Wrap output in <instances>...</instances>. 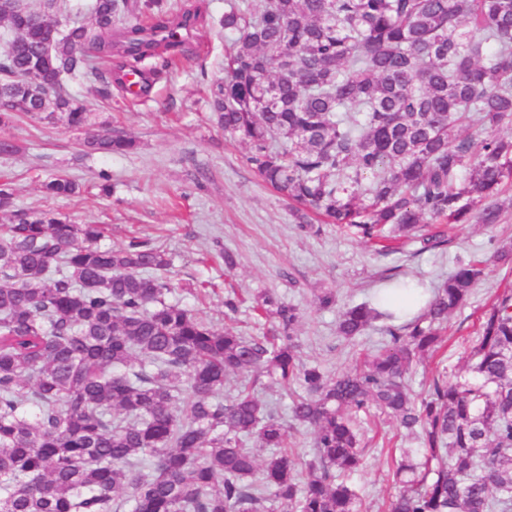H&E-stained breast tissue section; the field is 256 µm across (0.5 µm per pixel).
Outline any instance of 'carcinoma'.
I'll use <instances>...</instances> for the list:
<instances>
[{
    "instance_id": "1",
    "label": "carcinoma",
    "mask_w": 512,
    "mask_h": 512,
    "mask_svg": "<svg viewBox=\"0 0 512 512\" xmlns=\"http://www.w3.org/2000/svg\"><path fill=\"white\" fill-rule=\"evenodd\" d=\"M147 13L152 29L192 16L164 0H94L92 25L67 27L56 0L30 22L26 0H0L12 32L0 51V130L20 115L89 124L64 77L112 99V25ZM226 77L211 88L224 132L283 198L300 227L334 224L365 243L389 236L435 249L429 224L491 226L512 188V0H261L224 13ZM130 71L190 60L186 42L121 29ZM52 42L49 54L43 46ZM471 133L460 136L458 131ZM112 155L135 141L106 132L86 142ZM51 198L79 183L54 176ZM0 183V512H367L351 482L366 453L364 416L392 417L419 447L401 449L389 512H512V289L484 311L464 367L416 398L414 366L443 342L483 273L459 264L418 298L398 283L345 309L351 340L374 321L389 342L352 369L326 375L294 339L298 309L253 298L272 336H245L170 299L169 255L147 239L101 244V224L13 209ZM235 374L245 382L220 398ZM268 377L313 428L301 478L288 425L254 392Z\"/></svg>"
}]
</instances>
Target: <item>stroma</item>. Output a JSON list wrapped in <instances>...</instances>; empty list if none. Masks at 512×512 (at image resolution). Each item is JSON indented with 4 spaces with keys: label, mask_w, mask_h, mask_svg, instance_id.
I'll return each mask as SVG.
<instances>
[{
    "label": "stroma",
    "mask_w": 512,
    "mask_h": 512,
    "mask_svg": "<svg viewBox=\"0 0 512 512\" xmlns=\"http://www.w3.org/2000/svg\"><path fill=\"white\" fill-rule=\"evenodd\" d=\"M245 1L260 4L180 0L183 7L202 8L190 37L193 60L169 68L148 94L130 96L116 83L111 100L88 98L91 116L84 128L59 120L19 121L8 132L19 150L0 155V180L11 181L15 208L51 209L75 224L105 225L106 246H123L135 234L149 239L171 256L176 282H227L246 296L267 293L297 306L295 336L301 355L330 375L353 366L363 353L388 340L380 322L353 340L339 338L341 308L368 300L395 281L430 294L459 261H486L469 304L448 321L445 356L425 359L409 379L412 391L423 393L438 372L463 363L483 311L496 292L512 287V269L489 261L501 241L512 242V207H505L500 223L489 228L457 225L451 241L431 251L398 239L368 246L332 224L321 225L316 233L301 232L291 205L247 164V147L225 136L211 114L209 88L225 76L228 34L220 21L231 6ZM104 129L135 138L138 149L123 155H80V143ZM102 170L112 176L114 193L108 198L95 186ZM56 172L77 179L81 193L47 197L42 182ZM221 249L232 256L233 266L217 259ZM330 288L336 291L335 307L319 308L316 295ZM175 296L219 327L231 324L254 334L270 327L256 320L248 306L229 311L220 292L202 302L182 290ZM368 438L364 465L352 482L371 512H384L398 488L380 448L386 442L412 448L416 442L385 416L376 418Z\"/></svg>",
    "instance_id": "obj_1"
}]
</instances>
